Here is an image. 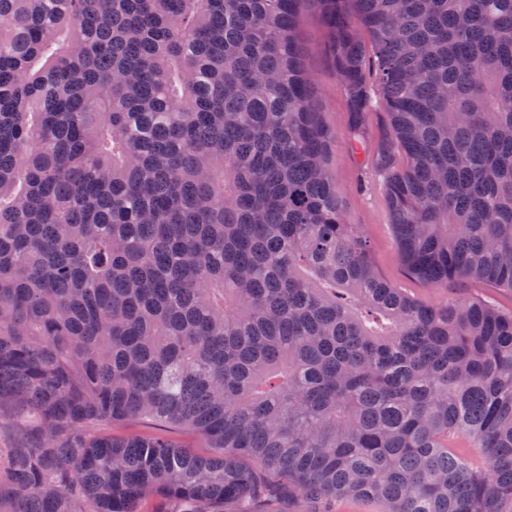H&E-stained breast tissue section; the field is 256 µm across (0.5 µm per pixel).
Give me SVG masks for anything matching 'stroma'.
<instances>
[{
	"mask_svg": "<svg viewBox=\"0 0 512 512\" xmlns=\"http://www.w3.org/2000/svg\"><path fill=\"white\" fill-rule=\"evenodd\" d=\"M301 38L306 65L316 80L320 110L335 135L332 174L348 223L360 226L374 264L384 279L426 300L453 296L454 288H428L408 276L400 260L391 235V215L385 192L372 170L378 144L392 135L383 115H370L361 144H354L350 136L352 109L347 97L337 87L331 41L313 12H305L302 18Z\"/></svg>",
	"mask_w": 512,
	"mask_h": 512,
	"instance_id": "stroma-1",
	"label": "stroma"
}]
</instances>
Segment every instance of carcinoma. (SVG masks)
I'll return each instance as SVG.
<instances>
[{
    "instance_id": "1",
    "label": "carcinoma",
    "mask_w": 512,
    "mask_h": 512,
    "mask_svg": "<svg viewBox=\"0 0 512 512\" xmlns=\"http://www.w3.org/2000/svg\"><path fill=\"white\" fill-rule=\"evenodd\" d=\"M304 4L407 273L512 291V0H0V512H512V311L377 272ZM306 65L316 80L320 111L335 134L332 174L349 224H359L367 238L379 274L414 296L441 300L456 294L448 288H426L406 273L391 235V215L381 181L372 170L378 144L392 131L383 114H371L363 129L361 146L350 136L353 115L347 97L337 87L336 64L329 35L311 11L301 22ZM112 433L116 434H134V433H165L169 435L170 438L180 443L185 447H189L193 451L199 454H209L213 451L211 448H201L204 447L201 439L195 434L183 431V430H172L165 427H162L154 422L141 420V419H132L128 420L120 425L112 427Z\"/></svg>"
}]
</instances>
